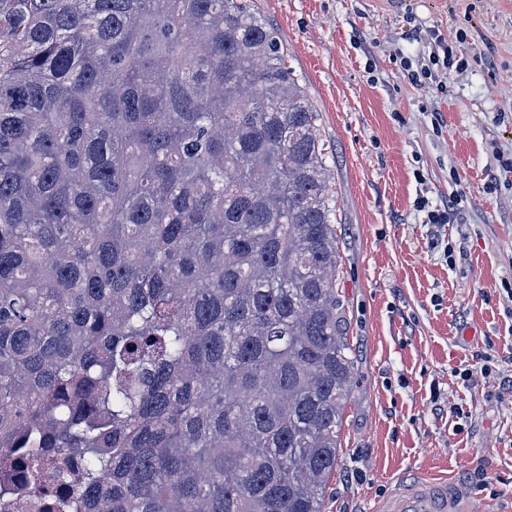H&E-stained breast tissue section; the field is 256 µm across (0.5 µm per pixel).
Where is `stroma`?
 <instances>
[{
	"mask_svg": "<svg viewBox=\"0 0 512 512\" xmlns=\"http://www.w3.org/2000/svg\"><path fill=\"white\" fill-rule=\"evenodd\" d=\"M256 6L329 147L357 352L325 512L420 475L512 512V0Z\"/></svg>",
	"mask_w": 512,
	"mask_h": 512,
	"instance_id": "35a3bbf8",
	"label": "stroma"
}]
</instances>
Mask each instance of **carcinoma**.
<instances>
[{
    "label": "carcinoma",
    "mask_w": 512,
    "mask_h": 512,
    "mask_svg": "<svg viewBox=\"0 0 512 512\" xmlns=\"http://www.w3.org/2000/svg\"><path fill=\"white\" fill-rule=\"evenodd\" d=\"M318 120L254 0H0V497L324 512L357 355Z\"/></svg>",
    "instance_id": "cac0c4a2"
}]
</instances>
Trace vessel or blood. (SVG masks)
Listing matches in <instances>:
<instances>
[{"mask_svg":"<svg viewBox=\"0 0 512 512\" xmlns=\"http://www.w3.org/2000/svg\"><path fill=\"white\" fill-rule=\"evenodd\" d=\"M469 509L455 482L425 478L414 484L399 483L375 504L373 512H469Z\"/></svg>","mask_w":512,"mask_h":512,"instance_id":"obj_1","label":"vessel or blood"}]
</instances>
